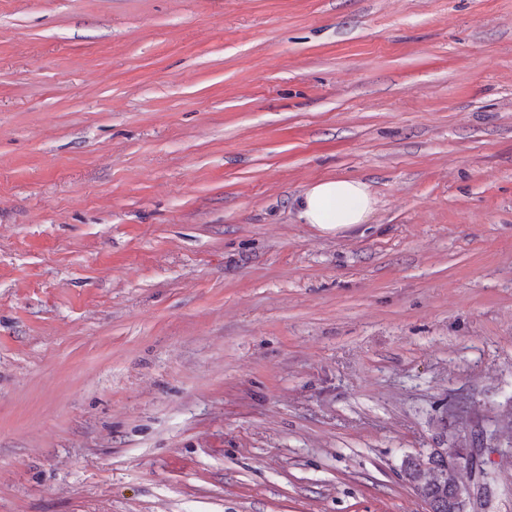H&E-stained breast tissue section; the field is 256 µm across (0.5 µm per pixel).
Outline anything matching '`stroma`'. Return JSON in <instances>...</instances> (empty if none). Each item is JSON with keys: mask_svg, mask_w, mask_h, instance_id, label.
Masks as SVG:
<instances>
[{"mask_svg": "<svg viewBox=\"0 0 512 512\" xmlns=\"http://www.w3.org/2000/svg\"><path fill=\"white\" fill-rule=\"evenodd\" d=\"M477 425L512 512V0H0V512H426ZM299 218L324 232H340L364 224L372 199L366 183L345 177H326L298 198Z\"/></svg>", "mask_w": 512, "mask_h": 512, "instance_id": "stroma-1", "label": "stroma"}]
</instances>
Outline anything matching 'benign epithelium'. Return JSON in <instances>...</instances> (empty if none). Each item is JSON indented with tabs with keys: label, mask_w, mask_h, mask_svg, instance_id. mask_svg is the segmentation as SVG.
I'll return each instance as SVG.
<instances>
[{
	"label": "benign epithelium",
	"mask_w": 512,
	"mask_h": 512,
	"mask_svg": "<svg viewBox=\"0 0 512 512\" xmlns=\"http://www.w3.org/2000/svg\"><path fill=\"white\" fill-rule=\"evenodd\" d=\"M488 445L490 442L477 429L470 434L468 447L448 463V467L455 472L464 470L469 474V482L459 481L454 489L451 499L453 512H481L475 508V504L491 492V485L486 483L483 475V456Z\"/></svg>",
	"instance_id": "1"
}]
</instances>
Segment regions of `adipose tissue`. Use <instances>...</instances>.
Instances as JSON below:
<instances>
[{
	"label": "adipose tissue",
	"mask_w": 512,
	"mask_h": 512,
	"mask_svg": "<svg viewBox=\"0 0 512 512\" xmlns=\"http://www.w3.org/2000/svg\"><path fill=\"white\" fill-rule=\"evenodd\" d=\"M372 199L366 183L345 177H326L298 199L299 217L325 232H340L363 224Z\"/></svg>",
	"instance_id": "ef3b65f1"
}]
</instances>
